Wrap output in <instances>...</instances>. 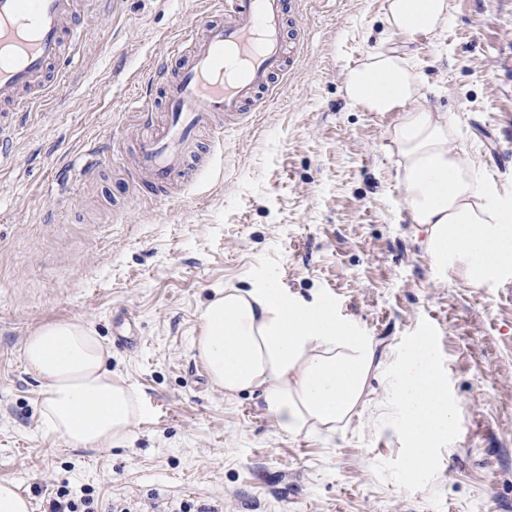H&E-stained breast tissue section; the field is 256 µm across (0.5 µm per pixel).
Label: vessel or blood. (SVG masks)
<instances>
[{
	"instance_id": "1",
	"label": "vessel or blood",
	"mask_w": 512,
	"mask_h": 512,
	"mask_svg": "<svg viewBox=\"0 0 512 512\" xmlns=\"http://www.w3.org/2000/svg\"><path fill=\"white\" fill-rule=\"evenodd\" d=\"M307 0H218L213 16L196 19L173 53L177 70L160 67L164 120L134 143L133 182L151 189L178 186L190 176L202 129L241 126L277 93L304 52L288 34L290 13ZM76 0H0V102L23 107L57 86L81 37ZM153 100L136 109L152 114Z\"/></svg>"
}]
</instances>
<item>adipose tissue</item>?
I'll return each mask as SVG.
<instances>
[{"mask_svg": "<svg viewBox=\"0 0 512 512\" xmlns=\"http://www.w3.org/2000/svg\"><path fill=\"white\" fill-rule=\"evenodd\" d=\"M450 21L449 0H386L383 39L343 79L345 97L365 112H390L387 152L412 223L425 227V251L479 287L512 272V196L500 195L445 112L433 88L389 37L435 35ZM196 357L225 394H255L290 435L346 429L372 371L376 347L330 304L297 299L276 283L224 289L199 311ZM21 357L43 378L39 411L47 433L88 449L123 444L142 415L138 394L108 367L111 353L80 322L49 323L27 336ZM393 407L405 466L428 468L431 450L453 436L456 409L428 340L391 365Z\"/></svg>", "mask_w": 512, "mask_h": 512, "instance_id": "ef3b65f1", "label": "adipose tissue"}]
</instances>
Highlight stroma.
<instances>
[{"mask_svg":"<svg viewBox=\"0 0 512 512\" xmlns=\"http://www.w3.org/2000/svg\"><path fill=\"white\" fill-rule=\"evenodd\" d=\"M407 53L499 190L512 191V0H449ZM213 0H83L60 88L15 111L0 150V482L48 512L61 485L89 512H512V289L467 284L424 252L383 149L392 116L342 91L384 29L385 0H310L305 54L284 91L212 146L172 198L132 200L128 147L171 41ZM276 281L329 302L396 363L431 340L459 431L408 471L373 372L348 429L291 436L256 399L224 395L191 348L199 308L225 288ZM136 345H114L117 319ZM50 322L89 325L144 417L112 448L49 435L43 381L20 356Z\"/></svg>","mask_w":512,"mask_h":512,"instance_id":"1","label":"stroma"}]
</instances>
